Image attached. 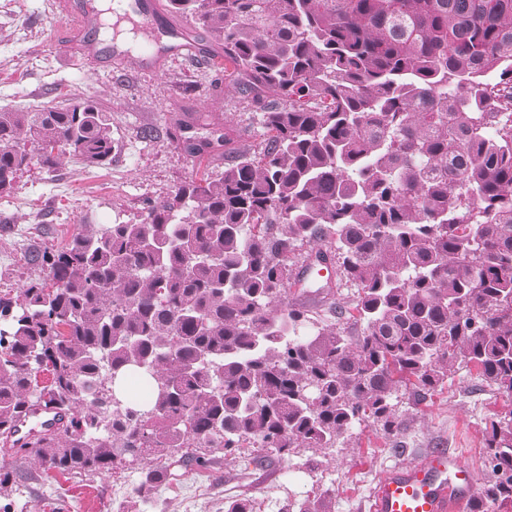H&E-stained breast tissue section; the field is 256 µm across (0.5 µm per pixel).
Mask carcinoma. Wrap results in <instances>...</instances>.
I'll return each instance as SVG.
<instances>
[{
	"label": "carcinoma",
	"mask_w": 512,
	"mask_h": 512,
	"mask_svg": "<svg viewBox=\"0 0 512 512\" xmlns=\"http://www.w3.org/2000/svg\"><path fill=\"white\" fill-rule=\"evenodd\" d=\"M169 8L224 45L238 89L273 94L265 138L134 222L27 248L42 276L0 295V451L61 473L138 466L144 503L211 448L316 464L363 423L389 433L400 396L465 363L509 401L472 512H512V0ZM179 128L189 154L224 147ZM115 147L91 98L0 110V196L31 165L104 167ZM320 258L334 283L305 282ZM36 404L63 427L8 444ZM18 489L1 467L0 497Z\"/></svg>",
	"instance_id": "1"
}]
</instances>
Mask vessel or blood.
<instances>
[{
	"instance_id": "1",
	"label": "vessel or blood",
	"mask_w": 512,
	"mask_h": 512,
	"mask_svg": "<svg viewBox=\"0 0 512 512\" xmlns=\"http://www.w3.org/2000/svg\"><path fill=\"white\" fill-rule=\"evenodd\" d=\"M128 15L138 18L150 32L164 30L165 40H149L141 49L139 67L156 73L169 59L200 64L210 73V85L224 84V60L204 49L190 33L166 23L160 0H127ZM67 17L61 46L94 69L108 72L121 64L127 53L120 45H108L99 37L100 12L93 0H58ZM58 425L52 409L38 407L22 419L15 430L19 442H27L40 431ZM475 474L460 456L437 452L415 466L395 465L386 469L371 492L370 512H467L474 497Z\"/></svg>"
}]
</instances>
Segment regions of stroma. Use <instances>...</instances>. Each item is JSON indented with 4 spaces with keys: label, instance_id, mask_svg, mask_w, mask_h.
Instances as JSON below:
<instances>
[{
    "label": "stroma",
    "instance_id": "35a3bbf8",
    "mask_svg": "<svg viewBox=\"0 0 512 512\" xmlns=\"http://www.w3.org/2000/svg\"><path fill=\"white\" fill-rule=\"evenodd\" d=\"M65 23L54 0H0V109L60 108L75 97L92 98L109 112L118 149L102 169L69 156L51 169L19 172L15 191L0 197V293L19 295L27 282L23 247L30 238L58 248L82 225L135 221L147 200L166 198L203 171L222 172L223 162L199 164L176 146L173 123L185 105L212 116L233 146L254 145L264 133L255 100L212 93L205 70L186 62L168 61L158 75L140 72L133 60L109 73L75 64L55 49ZM505 406L476 368L464 365L425 400L401 398L394 434L357 428L350 447L327 449L316 467L305 451L258 467L253 450L229 456L217 448L208 467H171L141 512H224L225 499L239 495L262 501L264 512L316 495L331 512H369L371 490L386 468L438 451L462 455L482 484L490 477L485 424ZM3 463L23 476L18 491L0 498L8 512H118L134 501L140 480L136 469L62 475L30 458L0 455Z\"/></svg>",
    "mask_w": 512,
    "mask_h": 512
}]
</instances>
